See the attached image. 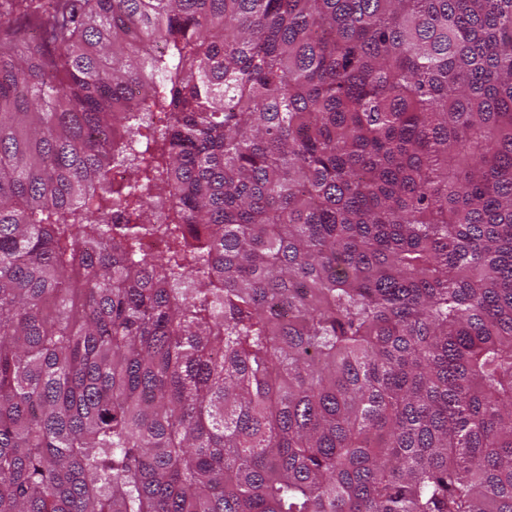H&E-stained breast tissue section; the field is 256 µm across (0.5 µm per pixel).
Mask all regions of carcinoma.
Returning a JSON list of instances; mask_svg holds the SVG:
<instances>
[{
    "instance_id": "obj_1",
    "label": "carcinoma",
    "mask_w": 512,
    "mask_h": 512,
    "mask_svg": "<svg viewBox=\"0 0 512 512\" xmlns=\"http://www.w3.org/2000/svg\"><path fill=\"white\" fill-rule=\"evenodd\" d=\"M0 512H512V0H3Z\"/></svg>"
}]
</instances>
